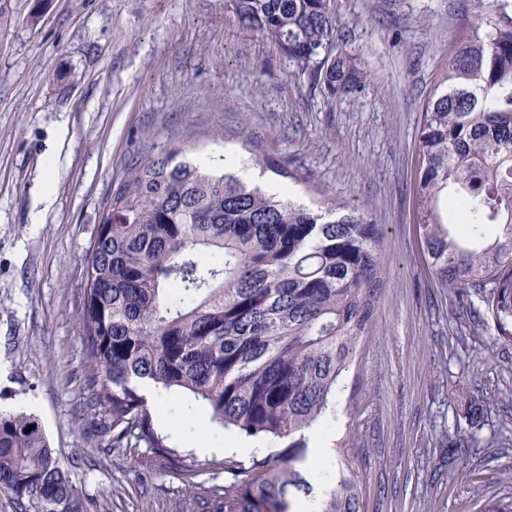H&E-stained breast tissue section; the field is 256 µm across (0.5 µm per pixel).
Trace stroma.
Here are the masks:
<instances>
[{
  "instance_id": "obj_1",
  "label": "stroma",
  "mask_w": 512,
  "mask_h": 512,
  "mask_svg": "<svg viewBox=\"0 0 512 512\" xmlns=\"http://www.w3.org/2000/svg\"><path fill=\"white\" fill-rule=\"evenodd\" d=\"M463 0H331L362 84L328 94L224 0H11L0 19V408L32 402L88 512H218L228 452L176 394L154 408L170 457L105 448L85 404L77 309L103 212L136 164L181 149L221 166L255 153L297 176L295 199H333L381 225L383 288L336 392L354 435L364 512H482L512 497V342L479 294L432 277L414 180L422 110ZM53 200L38 204L50 158ZM485 413L469 423V402ZM463 439V468L449 441ZM192 466L185 477L173 459Z\"/></svg>"
}]
</instances>
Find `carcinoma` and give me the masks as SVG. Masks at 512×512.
Returning a JSON list of instances; mask_svg holds the SVG:
<instances>
[{"label":"carcinoma","mask_w":512,"mask_h":512,"mask_svg":"<svg viewBox=\"0 0 512 512\" xmlns=\"http://www.w3.org/2000/svg\"><path fill=\"white\" fill-rule=\"evenodd\" d=\"M248 29L328 90L360 87L336 51L330 0H226ZM422 117L416 171L419 238L432 275L482 294L497 339L512 342V0H474ZM175 149L121 182L86 258L78 309L86 404L111 448L165 451L144 379L183 392L211 422L284 448L224 466L219 512H292L309 496L306 432L336 413V390L370 330L382 286V230L337 201L314 211L292 194L204 169ZM283 178L269 157H249ZM322 512H362L350 456ZM0 494L17 512H83L39 420L0 412Z\"/></svg>","instance_id":"cac0c4a2"}]
</instances>
